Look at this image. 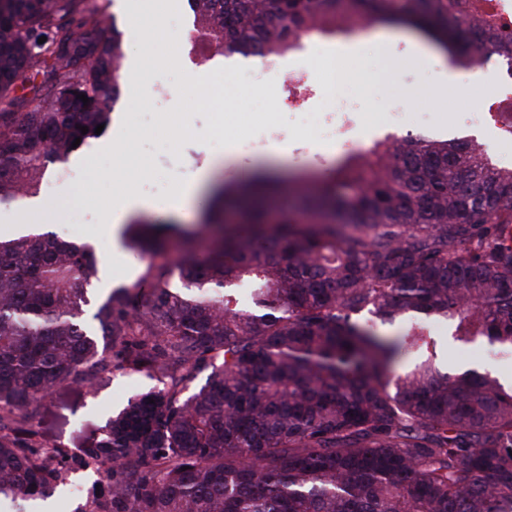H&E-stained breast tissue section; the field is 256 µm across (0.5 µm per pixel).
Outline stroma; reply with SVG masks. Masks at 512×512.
Listing matches in <instances>:
<instances>
[{"instance_id":"1","label":"stroma","mask_w":512,"mask_h":512,"mask_svg":"<svg viewBox=\"0 0 512 512\" xmlns=\"http://www.w3.org/2000/svg\"><path fill=\"white\" fill-rule=\"evenodd\" d=\"M135 13L115 16L125 57H138L142 68L134 78L121 79V94L113 106L108 131L90 140L71 154L68 165L86 168L84 182L58 180L59 164H50L43 176L50 183L48 199L60 201L61 210L48 212L44 230L78 242H89L97 261L98 288L132 286L142 277L146 263L129 242H122L120 257H113L112 242L106 238L88 239L86 225L76 217L93 212L103 220L119 190L112 174L123 169L125 178L137 193H149L157 206L142 211L151 221H173L182 225L197 223L198 202L183 211L169 210L167 204L201 170L207 169L213 155L222 153L223 143L214 142V128L234 137L249 135L260 127L280 124L286 127L290 144L278 156L268 150L247 154L237 152L225 161L218 177L227 184L244 183L252 170L261 166L303 176L300 190L311 189L333 177L343 151L336 148H310L304 143L305 131L291 122L287 111L288 88L280 72L265 77L257 94L262 110L245 114V101L230 94L223 105H212L209 89L215 77L230 68L220 55L204 59L192 50L193 13L188 0H137ZM419 35L408 28L389 25L357 29L336 35L330 50L352 46L343 55L344 72L312 71L313 82L322 85L343 80L345 74L366 72L367 94L363 110L376 122H384L392 101H402L411 111L428 113L433 134L462 133L464 115L487 109L512 80L506 70L458 72L446 55L432 50L418 56L414 45ZM171 82L173 91L163 105H156L154 89L159 81ZM124 130L127 141L122 154L112 152L116 130ZM90 385L69 383L54 388L36 405L35 425L48 445L81 455L104 434L107 419L118 412L137 391L151 387L147 376L111 375L93 371Z\"/></svg>"}]
</instances>
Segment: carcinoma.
<instances>
[{
	"instance_id": "1",
	"label": "carcinoma",
	"mask_w": 512,
	"mask_h": 512,
	"mask_svg": "<svg viewBox=\"0 0 512 512\" xmlns=\"http://www.w3.org/2000/svg\"><path fill=\"white\" fill-rule=\"evenodd\" d=\"M92 2L0 0V205L110 123L121 34ZM190 3L196 40L224 57L384 23L455 64L512 66V19L470 0ZM494 117L512 135V102ZM240 196L216 188L191 231L132 224L145 274L102 296L90 245L0 237V502L66 496L69 456L39 440L34 406L96 367L156 384L83 451L98 479L72 512H512V384L440 363L426 330L512 347V169L469 141L384 138L309 193L307 222L269 223L260 197L228 224Z\"/></svg>"
}]
</instances>
